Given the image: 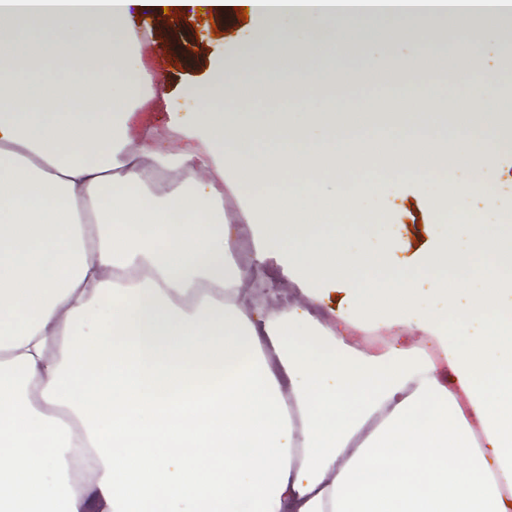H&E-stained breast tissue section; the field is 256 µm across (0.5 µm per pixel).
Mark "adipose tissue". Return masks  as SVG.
Returning <instances> with one entry per match:
<instances>
[{
	"instance_id": "1",
	"label": "adipose tissue",
	"mask_w": 512,
	"mask_h": 512,
	"mask_svg": "<svg viewBox=\"0 0 512 512\" xmlns=\"http://www.w3.org/2000/svg\"><path fill=\"white\" fill-rule=\"evenodd\" d=\"M241 6L259 27L183 91L197 109L171 112L178 146L161 150L139 122L145 35L167 12ZM507 17L402 0H0V512H512V192L495 183L512 91L485 38ZM378 20L389 39L363 50ZM463 23L459 53L437 52ZM397 43L411 57L394 67ZM330 48L362 50L359 79L397 90L393 105L223 110L306 102L327 82L309 59ZM427 68L458 76L457 108ZM413 179L434 242L407 257ZM343 224L382 233L354 244ZM271 263L295 306L261 297ZM354 329L394 344L363 354ZM224 111L227 112H256L263 113L269 111L281 112L284 118L288 119L289 112H303L305 106L289 101L285 95L281 99L266 100L256 99L249 102H241L233 99L224 100Z\"/></svg>"
}]
</instances>
